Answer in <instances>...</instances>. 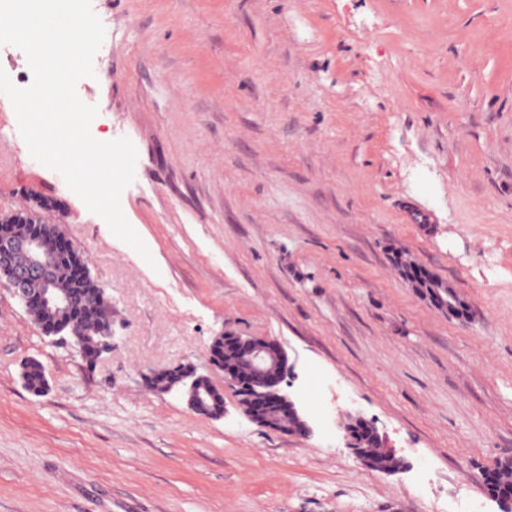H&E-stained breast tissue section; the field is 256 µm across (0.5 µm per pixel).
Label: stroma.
Returning <instances> with one entry per match:
<instances>
[{
	"instance_id": "35a3bbf8",
	"label": "stroma",
	"mask_w": 512,
	"mask_h": 512,
	"mask_svg": "<svg viewBox=\"0 0 512 512\" xmlns=\"http://www.w3.org/2000/svg\"><path fill=\"white\" fill-rule=\"evenodd\" d=\"M92 8L108 47L76 90L95 139L137 149L121 208L153 260L32 158L0 95V211L52 203L114 336L87 367L0 278V512H500L481 472L512 458V0ZM225 331L280 344L310 436L250 422L229 388L209 418L148 387L180 364L223 385L208 348ZM352 414L402 472L358 466ZM415 262L410 260L406 263L405 275L411 280L416 290L440 312L452 317L462 315L464 303L457 289L449 283L435 277L429 280H420L414 277L412 269ZM22 380L26 389L34 395L44 393L47 387V377L42 365L35 360H29L22 367ZM371 424L366 420L358 417L352 420L347 427L344 429V436L353 455L355 461L363 468L370 471H374L375 464H373L367 457L364 448H361V444L357 436H354V431L366 429L371 436L378 437V432L370 428Z\"/></svg>"
}]
</instances>
